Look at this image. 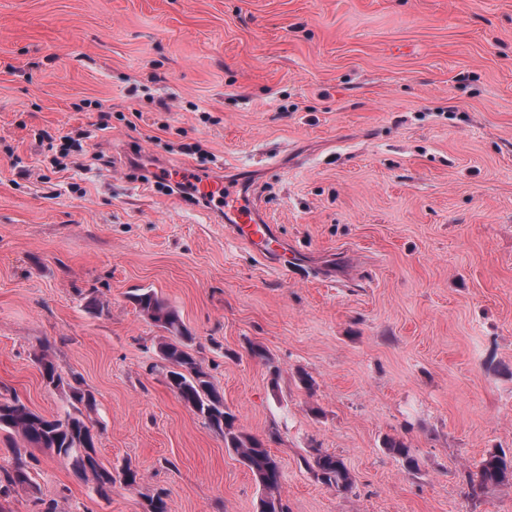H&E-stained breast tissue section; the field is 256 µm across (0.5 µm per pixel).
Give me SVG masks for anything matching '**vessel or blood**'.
Instances as JSON below:
<instances>
[{
  "instance_id": "1",
  "label": "vessel or blood",
  "mask_w": 512,
  "mask_h": 512,
  "mask_svg": "<svg viewBox=\"0 0 512 512\" xmlns=\"http://www.w3.org/2000/svg\"><path fill=\"white\" fill-rule=\"evenodd\" d=\"M176 180L197 199L216 201L224 214L225 229L233 238L271 263L287 267L288 248L255 203L251 189L229 180L199 179L190 169L179 171Z\"/></svg>"
}]
</instances>
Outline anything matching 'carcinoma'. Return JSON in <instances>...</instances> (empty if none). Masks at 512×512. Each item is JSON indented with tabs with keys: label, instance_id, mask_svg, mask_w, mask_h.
<instances>
[{
	"label": "carcinoma",
	"instance_id": "cac0c4a2",
	"mask_svg": "<svg viewBox=\"0 0 512 512\" xmlns=\"http://www.w3.org/2000/svg\"><path fill=\"white\" fill-rule=\"evenodd\" d=\"M132 299L141 314L169 334L159 346L162 359L171 370L167 373L170 389L195 413L201 415L214 430L224 436V447L233 450L254 476L262 491L260 512H287L279 494L281 467L264 441L235 427L234 415L224 406L211 374L191 353L195 337L185 328L178 312L150 288H138ZM37 364L47 384H64L51 355L43 350L36 355ZM70 409L47 418L19 400L0 401V431L18 436L29 448L45 449L67 461L73 472L90 481L101 496L115 483L112 470L102 466L95 452L93 425L85 412L93 409V399L80 385H68ZM386 450L401 459L409 470L417 468L411 449L401 440L389 439ZM305 465L324 485L338 492L348 491L353 478L344 461L319 448L312 449V460ZM32 466L27 456L16 452L12 470L0 473V500L6 501L18 488L34 487ZM512 482V456L504 451L486 454L467 481L468 495L478 498L491 487Z\"/></svg>",
	"mask_w": 512,
	"mask_h": 512
}]
</instances>
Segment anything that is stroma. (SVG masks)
Here are the masks:
<instances>
[{
  "label": "stroma",
  "instance_id": "1",
  "mask_svg": "<svg viewBox=\"0 0 512 512\" xmlns=\"http://www.w3.org/2000/svg\"><path fill=\"white\" fill-rule=\"evenodd\" d=\"M136 146L253 187L287 272L134 178ZM138 288L266 441L288 512H512V487L466 486L512 452V0H0V399L68 409L34 360L49 347L95 398L99 461L139 474L103 497L36 448L6 512H145L159 493L167 512H258L251 472L169 388ZM315 448L349 492L307 469ZM312 464L308 459L304 460L309 469L324 485L335 489L337 492L348 491L353 484V478L344 461L331 453L319 448L312 449ZM475 472L469 475L467 481L468 495L479 498L490 487H497L505 483H512V456L505 451L489 452L476 465Z\"/></svg>",
  "mask_w": 512,
  "mask_h": 512
}]
</instances>
